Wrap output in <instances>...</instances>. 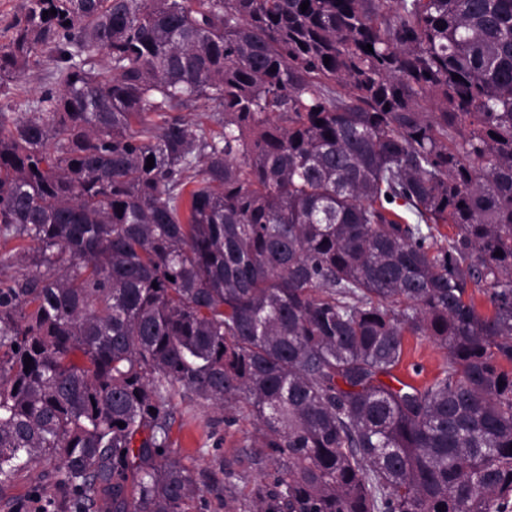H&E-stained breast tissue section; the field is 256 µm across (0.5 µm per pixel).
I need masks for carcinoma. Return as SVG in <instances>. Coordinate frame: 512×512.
I'll return each mask as SVG.
<instances>
[{"label": "carcinoma", "mask_w": 512, "mask_h": 512, "mask_svg": "<svg viewBox=\"0 0 512 512\" xmlns=\"http://www.w3.org/2000/svg\"><path fill=\"white\" fill-rule=\"evenodd\" d=\"M9 28L0 87L56 80L0 104V233L39 253L0 281L1 487L49 463L52 512H192L179 394L257 421L254 512H512V0H24ZM408 334L448 352L421 388L384 381ZM52 65L44 64L27 70L20 78L3 86L0 89V102L7 104L15 100L17 95L21 97L28 96L30 98L38 96L40 88L45 85L48 71Z\"/></svg>", "instance_id": "obj_1"}]
</instances>
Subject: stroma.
<instances>
[{"label":"stroma","instance_id":"obj_1","mask_svg":"<svg viewBox=\"0 0 512 512\" xmlns=\"http://www.w3.org/2000/svg\"><path fill=\"white\" fill-rule=\"evenodd\" d=\"M448 354L425 336L405 339L403 360L394 378L422 386L438 374ZM170 444L182 463L199 477L204 489V512H224L232 504L236 512H253L258 485L273 471L272 452L255 447L256 422L247 415L225 421L223 413L197 400L174 398ZM53 468L42 464L24 471L0 490V512H35L37 501L55 492Z\"/></svg>","mask_w":512,"mask_h":512}]
</instances>
